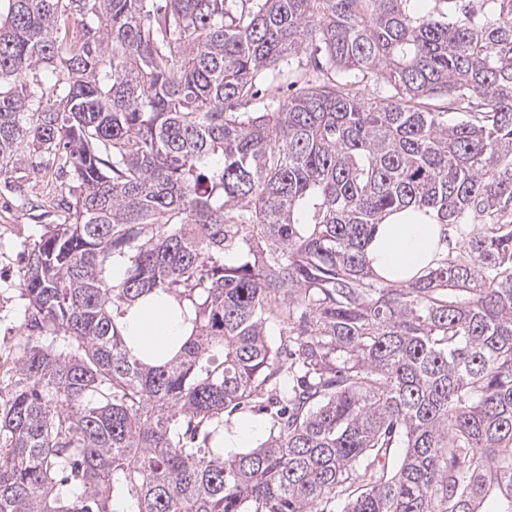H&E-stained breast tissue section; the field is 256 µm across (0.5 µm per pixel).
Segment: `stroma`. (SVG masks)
Here are the masks:
<instances>
[{"label": "stroma", "mask_w": 512, "mask_h": 512, "mask_svg": "<svg viewBox=\"0 0 512 512\" xmlns=\"http://www.w3.org/2000/svg\"><path fill=\"white\" fill-rule=\"evenodd\" d=\"M70 184L68 174L48 159L36 169L18 165L8 180L0 179V397L8 393L6 365L30 334L24 320L28 300L20 288L22 254L41 225L62 222L59 202L68 198Z\"/></svg>", "instance_id": "stroma-1"}]
</instances>
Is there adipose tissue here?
I'll return each instance as SVG.
<instances>
[{"label": "adipose tissue", "instance_id": "adipose-tissue-1", "mask_svg": "<svg viewBox=\"0 0 512 512\" xmlns=\"http://www.w3.org/2000/svg\"><path fill=\"white\" fill-rule=\"evenodd\" d=\"M372 273L393 283L420 277L448 253L439 224L423 212L408 209L387 216L365 246ZM118 330L128 348L151 365L173 357L187 340L191 326L166 294L140 298L119 318Z\"/></svg>", "mask_w": 512, "mask_h": 512}]
</instances>
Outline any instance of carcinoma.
Wrapping results in <instances>:
<instances>
[{
    "label": "carcinoma",
    "instance_id": "carcinoma-1",
    "mask_svg": "<svg viewBox=\"0 0 512 512\" xmlns=\"http://www.w3.org/2000/svg\"><path fill=\"white\" fill-rule=\"evenodd\" d=\"M432 2L0 0V177L73 182L25 256L0 512H512V0ZM409 208L449 252L388 283L364 245ZM154 291L195 318L151 366L116 320ZM249 408L245 410H237L230 413L229 409L224 412V424L230 425L237 421L242 417L254 416L263 421L266 425V432L264 437H267L270 422L269 416L266 413L255 412L256 409H253L254 412L248 411ZM264 433L263 424L256 419L253 418H243L236 423H234L229 428H220V431L217 435V443L218 446L216 448H224V453L233 450L226 454V456L244 452L250 448H253L257 441L260 440ZM262 438V439H263Z\"/></svg>",
    "mask_w": 512,
    "mask_h": 512
}]
</instances>
